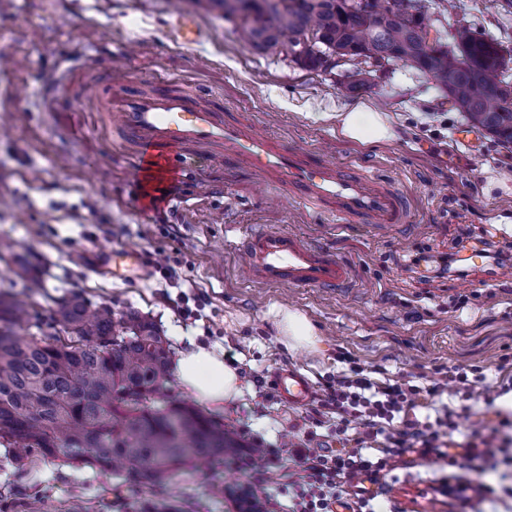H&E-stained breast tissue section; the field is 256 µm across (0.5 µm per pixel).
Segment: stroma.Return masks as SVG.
Segmentation results:
<instances>
[{"instance_id": "35a3bbf8", "label": "stroma", "mask_w": 512, "mask_h": 512, "mask_svg": "<svg viewBox=\"0 0 512 512\" xmlns=\"http://www.w3.org/2000/svg\"><path fill=\"white\" fill-rule=\"evenodd\" d=\"M426 5L445 45L467 25L512 52V13L498 0ZM181 14L194 18L198 42L174 38ZM64 59L75 69L60 88ZM108 73L189 82L284 143L362 161L411 196L412 221L390 233L361 224L333 229L299 204L254 192L255 175L237 160L217 165L201 150L192 151L171 188V202L184 204L179 217L171 203L143 204L127 182L133 151L110 135L90 91ZM357 99L389 112L398 138L369 151L339 140L336 114ZM502 172L512 174V145L471 128L432 77L407 64L363 74L350 62L309 71L286 47L247 45L210 0H0V289L22 291L15 274L21 258L43 283L31 297L42 321L56 299L76 292L151 318L174 349L192 340L220 347L240 373L241 394L217 419L281 459L275 472L265 461L244 469L199 466L156 496L89 467L0 461V512H20L36 497L48 501L49 512H134L149 497L179 512H236L224 495L236 485L265 499L269 512H289V454L335 447L336 412L318 399L298 408L279 399L269 376L288 366L320 392L354 364L377 382L412 376L452 412L454 441H474V418L512 415L504 403L512 395V273L501 274L481 255L488 242L512 254V194L479 192ZM229 224L306 236L350 262L355 281L336 293L248 282ZM104 247L139 248L154 264L146 275L113 279ZM455 252L462 272L438 274V258ZM280 305L310 318L318 349L280 343L269 315ZM461 371L485 375L484 394L464 395L452 379ZM499 443L495 466L483 473L408 449L375 486L382 512H512V428L501 429ZM456 481H482L495 493L485 501L449 497Z\"/></svg>"}]
</instances>
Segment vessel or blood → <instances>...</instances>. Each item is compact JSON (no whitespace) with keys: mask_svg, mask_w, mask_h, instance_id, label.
Here are the masks:
<instances>
[{"mask_svg":"<svg viewBox=\"0 0 512 512\" xmlns=\"http://www.w3.org/2000/svg\"><path fill=\"white\" fill-rule=\"evenodd\" d=\"M100 111L116 113L115 129L130 142L141 169L154 173L152 188H167L181 174L190 148L211 151L221 163L235 157L262 184L279 188L290 200L316 216L340 224L364 222L375 230H394L411 221L407 195L397 185L361 164L326 161L312 150L284 144L253 125L226 119L197 89L182 82H157L144 89L127 81L105 80L97 95ZM236 247L250 282L293 288L336 290L350 287L352 267L334 252L283 227L255 225ZM147 261L140 250L112 251L108 269L124 280L142 272ZM275 390L282 401L301 407L315 397L311 380L298 369L275 371Z\"/></svg>","mask_w":512,"mask_h":512,"instance_id":"vessel-or-blood-1","label":"vessel or blood"}]
</instances>
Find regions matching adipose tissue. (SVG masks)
<instances>
[{
  "label": "adipose tissue",
  "instance_id": "ef3b65f1",
  "mask_svg": "<svg viewBox=\"0 0 512 512\" xmlns=\"http://www.w3.org/2000/svg\"><path fill=\"white\" fill-rule=\"evenodd\" d=\"M336 135L365 148L392 141L396 130L387 112L371 101H358L336 115ZM280 342L288 348L316 347L318 332L305 315L288 306L272 308ZM180 385L205 405L220 408L240 394L237 370L226 364L222 351L213 346L192 345L174 365Z\"/></svg>",
  "mask_w": 512,
  "mask_h": 512
}]
</instances>
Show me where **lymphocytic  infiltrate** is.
<instances>
[{"label": "lymphocytic infiltrate", "instance_id": "lymphocytic-infiltrate-1", "mask_svg": "<svg viewBox=\"0 0 512 512\" xmlns=\"http://www.w3.org/2000/svg\"><path fill=\"white\" fill-rule=\"evenodd\" d=\"M422 398V387L403 377L379 386L359 366L337 376L325 401L336 410L339 433L354 431V445L334 451L296 449L299 493L293 512H332L355 481L391 470L405 453L407 440H414L421 455H443L442 439L454 427L452 415L447 412L425 423L411 418ZM376 444L381 455L374 459L369 451Z\"/></svg>", "mask_w": 512, "mask_h": 512}]
</instances>
